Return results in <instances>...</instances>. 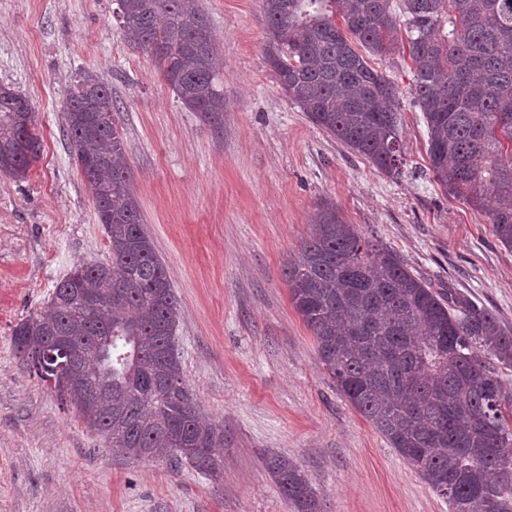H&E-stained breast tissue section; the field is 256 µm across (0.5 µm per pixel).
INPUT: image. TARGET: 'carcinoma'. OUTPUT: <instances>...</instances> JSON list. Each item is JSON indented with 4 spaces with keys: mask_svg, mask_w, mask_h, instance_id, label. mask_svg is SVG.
I'll return each instance as SVG.
<instances>
[{
    "mask_svg": "<svg viewBox=\"0 0 512 512\" xmlns=\"http://www.w3.org/2000/svg\"><path fill=\"white\" fill-rule=\"evenodd\" d=\"M127 42L152 57L180 102L224 125L223 69L198 0H117ZM265 54L308 119L394 174L403 164L399 90L370 66L402 44L428 129L435 180L483 209L512 249V0H262ZM73 157L90 186L109 260L80 262L47 307L19 322L14 350L49 382L46 357L74 353L53 388L116 457L187 462L218 477L224 426L203 418L176 345L179 305L130 189L112 92L87 74L62 99ZM26 97L0 85V173L20 181L40 155ZM291 302L336 389L450 512H512V333L450 288L436 291L395 252L359 235L333 207L316 213L284 271ZM292 512H322L305 473L269 461Z\"/></svg>",
    "mask_w": 512,
    "mask_h": 512,
    "instance_id": "obj_1",
    "label": "carcinoma"
}]
</instances>
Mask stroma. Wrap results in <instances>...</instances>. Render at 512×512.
<instances>
[{"label":"stroma","mask_w":512,"mask_h":512,"mask_svg":"<svg viewBox=\"0 0 512 512\" xmlns=\"http://www.w3.org/2000/svg\"><path fill=\"white\" fill-rule=\"evenodd\" d=\"M201 3L224 63L220 130L125 41L116 0H0V83L29 100L41 142L24 180L0 175V512H290L266 467L273 455L299 465L323 512H450L339 395L284 267L329 203L416 277L456 288L512 331V250L429 171L407 52L370 60L400 91L405 164L393 176L284 95L266 61L262 0ZM87 74L117 107L132 188L178 298L177 348L195 401L224 424L216 479L113 458L12 346L14 326L77 263L109 257L61 110Z\"/></svg>","instance_id":"35a3bbf8"}]
</instances>
